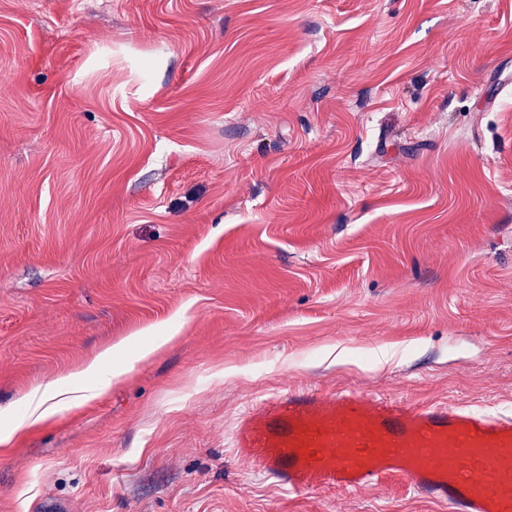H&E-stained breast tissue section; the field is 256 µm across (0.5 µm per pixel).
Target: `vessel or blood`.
I'll list each match as a JSON object with an SVG mask.
<instances>
[{"label":"vessel or blood","mask_w":512,"mask_h":512,"mask_svg":"<svg viewBox=\"0 0 512 512\" xmlns=\"http://www.w3.org/2000/svg\"><path fill=\"white\" fill-rule=\"evenodd\" d=\"M237 455L289 492L391 479L448 512H512V416L362 389H291L239 422Z\"/></svg>","instance_id":"vessel-or-blood-1"}]
</instances>
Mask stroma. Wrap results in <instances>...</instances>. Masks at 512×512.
<instances>
[{"instance_id":"35a3bbf8","label":"stroma","mask_w":512,"mask_h":512,"mask_svg":"<svg viewBox=\"0 0 512 512\" xmlns=\"http://www.w3.org/2000/svg\"><path fill=\"white\" fill-rule=\"evenodd\" d=\"M306 387L512 414V0H0V512H448L240 459ZM97 395L95 392L74 395L64 390L58 382L47 383L36 388L26 397L27 415L24 424L36 425L53 414L62 404H84Z\"/></svg>"}]
</instances>
